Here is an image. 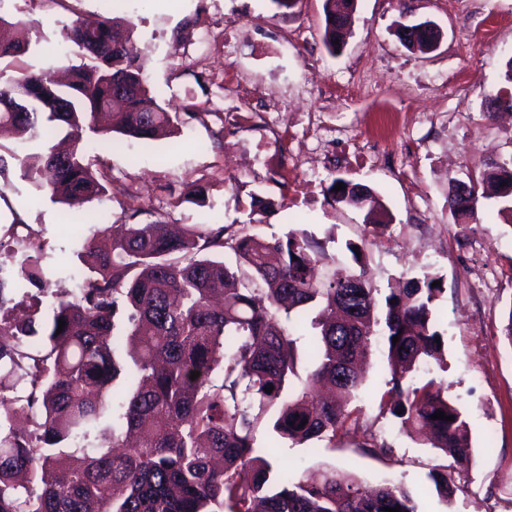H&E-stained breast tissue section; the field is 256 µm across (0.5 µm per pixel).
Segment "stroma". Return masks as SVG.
Instances as JSON below:
<instances>
[{
	"instance_id": "stroma-1",
	"label": "stroma",
	"mask_w": 512,
	"mask_h": 512,
	"mask_svg": "<svg viewBox=\"0 0 512 512\" xmlns=\"http://www.w3.org/2000/svg\"><path fill=\"white\" fill-rule=\"evenodd\" d=\"M324 0L280 10L272 0H114L112 14L134 24L133 45L157 103L180 111L176 139L130 142L101 154L112 174L105 195L75 207L35 198L10 170L0 200V235L21 207L18 235L38 234L43 266L55 269L53 292L74 294L66 264L99 225L92 213L134 215L136 223H249L250 202L275 201L258 231L279 237L304 230L347 262V243L362 245L374 288L438 274L443 291L434 316L444 364L419 373L435 380L464 412L476 464L458 473L440 450L400 428L379 408L389 375L375 344L355 401L361 425L389 455L354 448L349 439L307 445L257 431L281 469H329L369 485L393 482L411 491L418 512H512V213L480 200L470 223L448 211V182H470L512 161V0H357L352 34L337 53L323 44ZM101 0H0V17L33 22L39 34L22 58L29 70L74 65L64 36L76 18L99 19ZM430 20L443 32L423 53L404 46L402 25ZM491 41L470 47L473 31ZM469 85H461L464 75ZM380 194L391 221L374 237L362 210L331 204L334 177ZM207 190L205 205L180 202L185 189ZM448 469L451 497H441L431 468Z\"/></svg>"
}]
</instances>
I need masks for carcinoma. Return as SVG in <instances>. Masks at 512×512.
<instances>
[{"label": "carcinoma", "mask_w": 512, "mask_h": 512, "mask_svg": "<svg viewBox=\"0 0 512 512\" xmlns=\"http://www.w3.org/2000/svg\"><path fill=\"white\" fill-rule=\"evenodd\" d=\"M323 10V43L334 55L345 43L336 0ZM33 32L0 17V60L25 53ZM133 33L129 20L103 16L91 28L75 19L69 39L82 63L69 82L51 67L0 79V103L15 108L0 111V133L26 135L0 154L1 176L12 165L56 203L92 199L110 179L91 155L175 132L179 113L151 100ZM119 83L127 92L115 105ZM486 179L512 211V167L498 165ZM327 194L366 210L373 231L387 227L370 187L335 177ZM477 203L476 186L464 198L448 180L456 220L470 219ZM12 242L0 241V378L17 386L0 394V512H417L394 483L370 489L333 472L286 470L272 483V463L254 446L264 422L299 444L356 432L360 410L348 405L363 385L358 365L380 336L391 384L380 407L404 429H427L459 470L474 464L463 412L434 380L411 383L442 359L435 273L381 301L365 254L342 265L311 233L269 239L252 224H186L174 234L121 214L77 254L93 262L70 267L80 292L54 293L43 307L39 295L51 290L38 266L43 245L29 235ZM226 249L233 268L216 257ZM21 280L38 294L16 299ZM312 309L319 334L302 350L297 328ZM306 364L313 370L303 379ZM438 411L454 420L432 419Z\"/></svg>", "instance_id": "cac0c4a2"}]
</instances>
